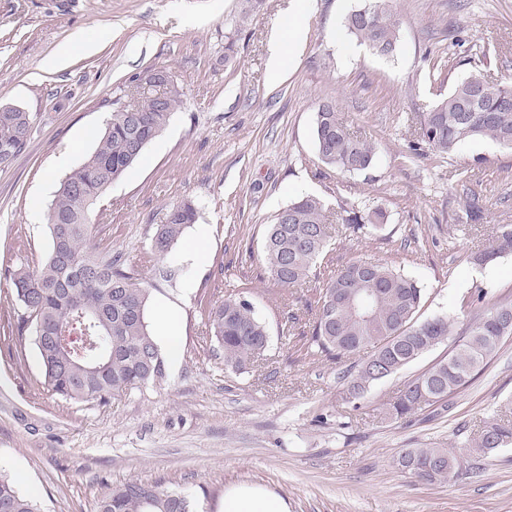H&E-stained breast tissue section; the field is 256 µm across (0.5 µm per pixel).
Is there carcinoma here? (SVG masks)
Wrapping results in <instances>:
<instances>
[{
    "instance_id": "1",
    "label": "carcinoma",
    "mask_w": 512,
    "mask_h": 512,
    "mask_svg": "<svg viewBox=\"0 0 512 512\" xmlns=\"http://www.w3.org/2000/svg\"><path fill=\"white\" fill-rule=\"evenodd\" d=\"M349 35L375 54L394 56L400 19L393 0H371L345 19ZM148 73L131 80L112 102V114L96 149L61 181L50 205L51 237L46 261L35 269L9 271L17 300L25 310L20 322L0 327L7 335L30 329L50 392L65 401H106L143 384L165 378L166 365L147 319L149 289L137 283V269L91 246L88 213L102 190L119 180L143 155L147 145L169 125L183 89L171 81L160 90H143ZM34 118L13 106L0 107V169L12 164L31 138ZM318 158L343 173L358 174L377 160L375 147L351 131L331 102L319 106L315 119ZM507 147L512 143V86L472 70L459 78L424 116L422 140L437 154H451L479 140ZM385 218L380 208L351 209L345 223L365 229ZM191 199L172 204L151 239L150 258L160 260L196 223ZM323 202L300 196L268 225L263 243L265 272L274 285L288 289L309 280L331 238ZM512 254V224H495L489 245L471 255L486 266ZM376 300L368 316L352 304L367 292ZM423 288L412 276L387 263L356 260L337 270L319 288L311 334L312 353L332 359L367 347L373 353L346 375L347 399L365 396L371 386L448 340V317L422 316ZM211 340L224 367L237 373L265 356L270 336L249 301L229 295L208 311ZM512 336V303H498L466 326L448 357L411 380L389 408L403 419L431 407L467 385ZM512 445V417H487L469 456L486 457ZM400 469L429 482L448 481L464 460L451 448H407ZM0 512H41L0 469ZM98 512H195L190 496L141 481L117 485L102 498Z\"/></svg>"
}]
</instances>
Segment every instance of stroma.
Returning <instances> with one entry per match:
<instances>
[{"mask_svg":"<svg viewBox=\"0 0 512 512\" xmlns=\"http://www.w3.org/2000/svg\"><path fill=\"white\" fill-rule=\"evenodd\" d=\"M365 0H263L241 20L242 0H0V106L32 113L30 141L0 169V323L23 309L5 272L38 266L50 237L46 214L62 179L97 147L131 78L164 68L186 96L137 165L89 213L98 250L138 261L167 206L193 199L190 225L158 264L141 268L148 320L170 308L180 338L162 382L105 402H67L44 383L31 336H0V468L43 512H96L113 486L158 483L190 493L196 512H220L224 490L270 487L289 512H512V447L458 480L428 484L402 473L405 448L467 444L480 419L512 415V336L468 385L405 420L383 410L405 385L447 357L441 343L348 401L349 360L301 358L308 311L328 270L358 260L395 263L424 290L423 315H443L460 336L475 312L512 300V255L471 264L496 224H512V150L480 140L438 155L422 144L423 113L465 72L512 85V0H396L398 50L385 59L348 36L346 15ZM304 40L270 59L292 21ZM83 36L93 53L63 69L46 57ZM236 53L225 59V40ZM333 103L370 137L377 162L362 174L322 163L314 121ZM66 165H58L60 156ZM301 194L328 214L382 208L369 235L332 237L317 278L273 289L261 262L276 213ZM478 201L482 216L468 215ZM207 227L208 258L184 253ZM236 293L265 322V365L236 374L203 355L207 309Z\"/></svg>","mask_w":512,"mask_h":512,"instance_id":"obj_1","label":"stroma"}]
</instances>
